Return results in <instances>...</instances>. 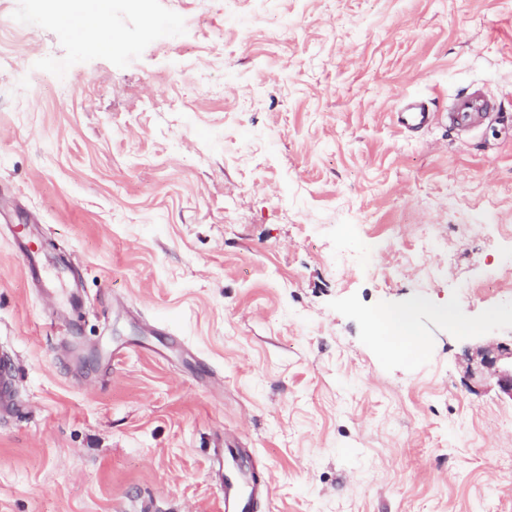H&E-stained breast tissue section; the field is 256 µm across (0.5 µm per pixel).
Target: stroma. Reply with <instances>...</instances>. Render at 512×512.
<instances>
[{
    "mask_svg": "<svg viewBox=\"0 0 512 512\" xmlns=\"http://www.w3.org/2000/svg\"><path fill=\"white\" fill-rule=\"evenodd\" d=\"M474 85L512 0H0V512H224L227 442L262 512H512V119L394 122ZM380 319L389 333L401 341L404 349L407 351H420L422 349L423 341L414 334L407 315L390 314ZM466 372L470 378L491 377L500 392L512 400V337L492 339L467 352ZM226 461L232 463L238 473H245L249 481L244 483L237 477L226 475ZM210 467L218 479L224 512H256L269 500V477L261 479L255 472L249 451L243 448H214ZM243 468H246L245 472Z\"/></svg>",
    "mask_w": 512,
    "mask_h": 512,
    "instance_id": "stroma-1",
    "label": "stroma"
}]
</instances>
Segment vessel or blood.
I'll return each instance as SVG.
<instances>
[{
	"label": "vessel or blood",
	"mask_w": 512,
	"mask_h": 512,
	"mask_svg": "<svg viewBox=\"0 0 512 512\" xmlns=\"http://www.w3.org/2000/svg\"><path fill=\"white\" fill-rule=\"evenodd\" d=\"M495 116L491 99L479 87L458 92L449 102L444 117L449 129L463 135L478 130ZM395 121L405 130L429 125L436 118L419 98L406 100L395 112ZM210 467L218 479L224 512H260L270 496L269 479L254 470L249 451L241 448L215 449Z\"/></svg>",
	"instance_id": "b4317fda"
}]
</instances>
